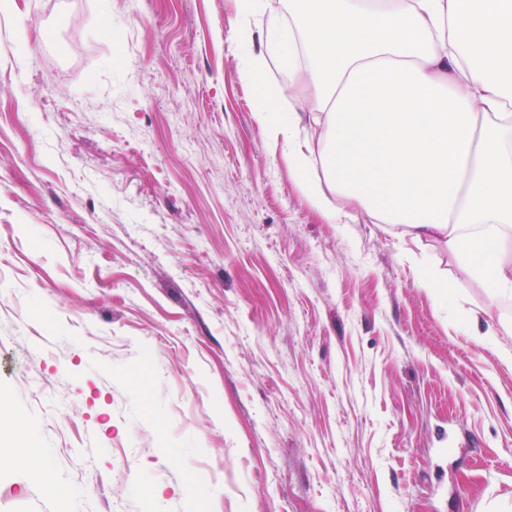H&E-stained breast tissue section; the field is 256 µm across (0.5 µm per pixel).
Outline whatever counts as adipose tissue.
<instances>
[{
	"mask_svg": "<svg viewBox=\"0 0 512 512\" xmlns=\"http://www.w3.org/2000/svg\"><path fill=\"white\" fill-rule=\"evenodd\" d=\"M288 20L236 0L259 49L288 62L311 115L262 99L254 118L331 223L350 207L413 241L443 239L493 296H512V0H290ZM318 132L309 137L307 124ZM321 165L323 181L307 179Z\"/></svg>",
	"mask_w": 512,
	"mask_h": 512,
	"instance_id": "1",
	"label": "adipose tissue"
}]
</instances>
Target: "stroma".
Masks as SVG:
<instances>
[{"mask_svg": "<svg viewBox=\"0 0 512 512\" xmlns=\"http://www.w3.org/2000/svg\"><path fill=\"white\" fill-rule=\"evenodd\" d=\"M257 48L234 0H0V512H512V299L315 211Z\"/></svg>", "mask_w": 512, "mask_h": 512, "instance_id": "stroma-1", "label": "stroma"}]
</instances>
